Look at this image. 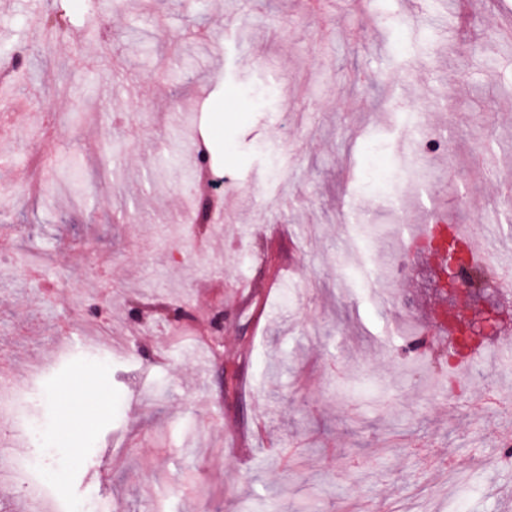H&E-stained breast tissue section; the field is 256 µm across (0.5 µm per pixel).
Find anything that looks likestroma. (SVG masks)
<instances>
[{"label": "stroma", "instance_id": "stroma-1", "mask_svg": "<svg viewBox=\"0 0 512 512\" xmlns=\"http://www.w3.org/2000/svg\"><path fill=\"white\" fill-rule=\"evenodd\" d=\"M410 7L0 0V367L26 389L0 412V512H36L13 470L38 422L77 512L512 502L489 463L512 302L448 297L401 246L433 210L512 246V0ZM56 8L49 41L33 17ZM490 307L498 342L449 353V309Z\"/></svg>", "mask_w": 512, "mask_h": 512}]
</instances>
